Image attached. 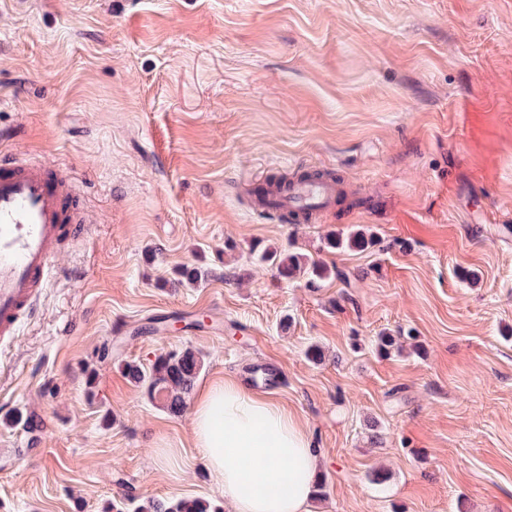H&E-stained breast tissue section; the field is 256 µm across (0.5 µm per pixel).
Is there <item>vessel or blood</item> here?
Here are the masks:
<instances>
[{
	"mask_svg": "<svg viewBox=\"0 0 512 512\" xmlns=\"http://www.w3.org/2000/svg\"><path fill=\"white\" fill-rule=\"evenodd\" d=\"M339 186L309 178L283 187L264 183L253 205L289 215L315 202L335 206ZM81 197L60 164L0 155V341L18 333L32 317L64 240L83 224Z\"/></svg>",
	"mask_w": 512,
	"mask_h": 512,
	"instance_id": "1",
	"label": "vessel or blood"
}]
</instances>
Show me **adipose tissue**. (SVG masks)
Wrapping results in <instances>:
<instances>
[{"label": "adipose tissue", "instance_id": "1", "mask_svg": "<svg viewBox=\"0 0 512 512\" xmlns=\"http://www.w3.org/2000/svg\"><path fill=\"white\" fill-rule=\"evenodd\" d=\"M192 434L231 512H306L319 457L284 408L227 380L198 397Z\"/></svg>", "mask_w": 512, "mask_h": 512}]
</instances>
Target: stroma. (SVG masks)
<instances>
[{
	"instance_id": "1",
	"label": "stroma",
	"mask_w": 512,
	"mask_h": 512,
	"mask_svg": "<svg viewBox=\"0 0 512 512\" xmlns=\"http://www.w3.org/2000/svg\"><path fill=\"white\" fill-rule=\"evenodd\" d=\"M1 151L67 165L87 222L0 345V512L223 504L192 408L119 367L186 346L199 392L277 369L259 394L321 458L309 512H512V0H0ZM298 167L345 197L251 209ZM258 244L333 275L280 278ZM109 509L116 512H223L221 507L200 499L138 500L129 494L112 501Z\"/></svg>"
}]
</instances>
